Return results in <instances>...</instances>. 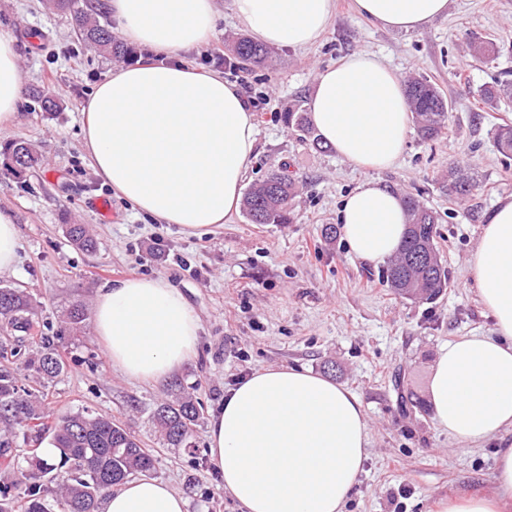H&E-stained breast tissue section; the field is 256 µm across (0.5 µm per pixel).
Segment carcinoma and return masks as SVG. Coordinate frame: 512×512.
<instances>
[{"mask_svg": "<svg viewBox=\"0 0 512 512\" xmlns=\"http://www.w3.org/2000/svg\"><path fill=\"white\" fill-rule=\"evenodd\" d=\"M69 13L77 39L86 46L115 58H124L129 50L109 28L101 3L84 5L79 0H55ZM230 54L242 66L259 64L267 49L245 36L236 38ZM406 88L419 135L437 140L449 129V102L438 87L426 79L410 78ZM512 99V83L485 86L480 102L493 109ZM288 125L319 145L310 120L295 108L288 109ZM494 141L501 153L512 156V125L494 129ZM15 177L34 167L39 156L31 144L10 143ZM442 193L455 202L470 195L477 186L474 174L460 165L448 166L440 178ZM295 184L281 172L271 173L251 187L243 200V211L253 224H287ZM408 225L399 254L382 272V282L393 293L414 300H434L448 288V269L436 244L437 212L413 195L403 197ZM65 232L78 248L93 251L96 239L83 224H67ZM42 303L32 294L0 286V332L9 344L0 343V512H51L44 482L55 485L60 512H99V505L113 488L125 480L146 475L154 469L155 459L126 425L93 410L61 414L49 426L50 406L46 390L65 372V360L59 353L62 336H44L39 330ZM87 319L84 303L67 309V330L76 336ZM202 415V405L193 392L174 383L168 397L150 412L154 433L159 441L178 448L189 444L193 428ZM35 442L50 440L59 461L47 463L32 454V472L21 480L19 467L11 454L17 434Z\"/></svg>", "mask_w": 512, "mask_h": 512, "instance_id": "carcinoma-1", "label": "carcinoma"}]
</instances>
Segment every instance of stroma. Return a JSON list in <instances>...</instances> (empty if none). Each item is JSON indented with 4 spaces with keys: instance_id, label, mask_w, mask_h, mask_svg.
I'll return each mask as SVG.
<instances>
[{
    "instance_id": "obj_1",
    "label": "stroma",
    "mask_w": 512,
    "mask_h": 512,
    "mask_svg": "<svg viewBox=\"0 0 512 512\" xmlns=\"http://www.w3.org/2000/svg\"><path fill=\"white\" fill-rule=\"evenodd\" d=\"M215 10L211 39L185 59L223 73L257 101L258 136L245 185L276 169L294 180L297 194L291 223L254 224L240 212L211 233L188 237L110 191L82 147L81 107L118 61L79 43L68 13L48 9L44 0H0V29L13 35L25 74L15 122L0 135V208L11 211L20 241L18 266L0 284L44 302L51 336L62 331L59 315L72 301L93 303L105 284L134 276L161 277L179 288L202 326L196 358L176 374L203 404L191 446L159 443L149 414L165 399L167 383L126 379L105 356L90 319L62 350L66 370L50 390L54 412L112 415L152 451L153 477L182 494L188 512H240L206 461L211 416L225 392L254 370L303 367L351 389L367 415L369 457L347 512H435L441 498L492 489L494 443L458 451L435 424L427 384L448 341L493 330L467 259L495 205L512 197V159L491 134L494 126L512 125V99L490 110L475 93L512 81V0H448L444 16L407 33L360 18L353 0H336L318 43L269 47L265 63L248 70L215 61L246 31L232 0H215ZM472 35L493 39L495 54L465 55ZM358 52L382 57L399 76L434 81L453 105L447 138L426 141L409 129L399 163L374 174L438 213L436 242L449 284L432 301L393 295L381 283L382 265L354 258L342 238H324L323 227L336 224L343 196L365 174L329 147L301 139L285 121L290 106H305L319 69ZM37 90L52 95L53 110L41 109ZM20 138L36 147L40 163L17 179L3 149ZM452 163L477 176L472 195L460 203L439 189ZM95 198L108 201L109 214L92 207ZM69 224L87 225L97 250L74 246L65 234ZM157 237L169 259L150 256Z\"/></svg>"
}]
</instances>
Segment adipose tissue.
<instances>
[{"label":"adipose tissue","instance_id":"1","mask_svg":"<svg viewBox=\"0 0 512 512\" xmlns=\"http://www.w3.org/2000/svg\"><path fill=\"white\" fill-rule=\"evenodd\" d=\"M120 35L150 56L113 70L82 109L83 148L96 173L141 214L209 233L240 207L254 153V115L236 83L170 57L205 44L214 0H106ZM448 0H355L357 14L411 32L445 14ZM259 41L300 48L326 30L334 0H233ZM24 77L15 40L0 31V133L16 117ZM322 141L367 177L338 210L359 260L391 257L406 231L401 198L376 170L400 158L412 118L404 84L380 57L354 53L319 70L306 104ZM472 284L494 320L441 348L428 384L436 425L480 446L512 430V198L500 200L468 259ZM200 319L167 280L140 277L99 289L94 332L129 379L160 381L192 360ZM368 421L345 386L300 367L267 366L230 388L207 430L211 465L241 512H345L369 451ZM494 489L440 500L436 512H507L512 446L495 451ZM103 512H187L168 483L126 480Z\"/></svg>","mask_w":512,"mask_h":512}]
</instances>
